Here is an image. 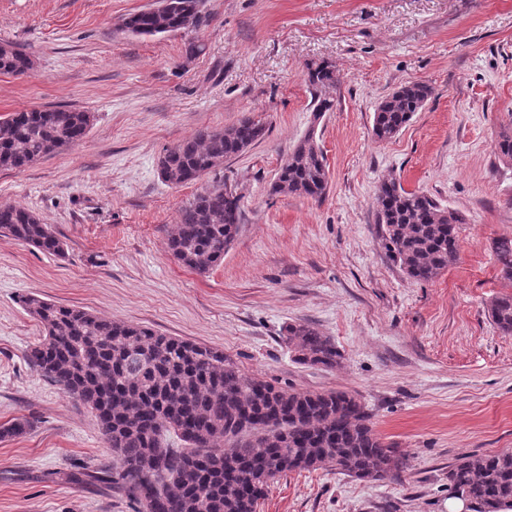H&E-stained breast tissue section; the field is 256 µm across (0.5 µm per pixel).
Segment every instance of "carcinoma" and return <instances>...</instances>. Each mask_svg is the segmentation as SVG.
Segmentation results:
<instances>
[{
  "mask_svg": "<svg viewBox=\"0 0 512 512\" xmlns=\"http://www.w3.org/2000/svg\"><path fill=\"white\" fill-rule=\"evenodd\" d=\"M202 21L199 0H169L159 12L130 14L123 27L133 36L157 37L194 30ZM31 65L30 54L0 48L1 73L24 75ZM305 81L317 120L333 109L336 71L326 62L312 64ZM431 96L432 87L420 81L394 90L374 112V140L395 137ZM91 121L90 113L72 108L10 113L0 119V169H21L76 145ZM264 135L265 126L250 117L201 129L159 157L162 179L194 182ZM494 151L512 165V113ZM328 183L312 127L292 148L271 191L321 199ZM374 203L384 248L408 279L431 281L457 263V212L405 189L395 176L380 181ZM240 215V196L213 184L181 207L168 249L182 266L205 274L223 262ZM0 229L44 253L65 254L51 226L27 208L0 205ZM493 250L500 279L512 288V237L497 239ZM20 303L44 328L27 351L28 362L95 415L114 458L101 479L139 505L137 512H147L149 502L154 512H256L270 481L290 472L324 469L380 481L406 466L347 391L285 389L245 375L218 349L32 294ZM488 317L499 333L512 336V291L491 301ZM286 341L303 364L330 369L342 358L310 323L288 325ZM448 488L473 512H512V452L456 459L448 466Z\"/></svg>",
  "mask_w": 512,
  "mask_h": 512,
  "instance_id": "carcinoma-1",
  "label": "carcinoma"
}]
</instances>
